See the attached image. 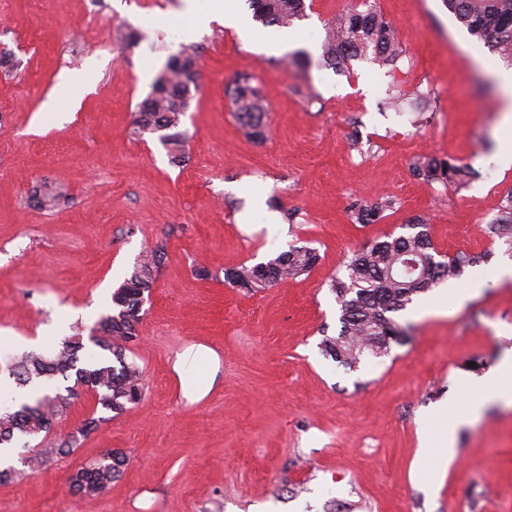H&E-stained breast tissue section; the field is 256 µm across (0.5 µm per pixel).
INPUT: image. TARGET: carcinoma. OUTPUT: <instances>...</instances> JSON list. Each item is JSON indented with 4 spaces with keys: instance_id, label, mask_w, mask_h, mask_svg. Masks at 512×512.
<instances>
[{
    "instance_id": "cac0c4a2",
    "label": "carcinoma",
    "mask_w": 512,
    "mask_h": 512,
    "mask_svg": "<svg viewBox=\"0 0 512 512\" xmlns=\"http://www.w3.org/2000/svg\"><path fill=\"white\" fill-rule=\"evenodd\" d=\"M253 19L265 25L288 27L303 16V0H249ZM448 11L470 35L489 51L512 65V0H444ZM403 49L394 29L372 9L350 11L328 28L323 57L331 67L349 68L351 61L371 57L380 66H396ZM198 90V64L195 52L184 49L172 56L156 77L151 94L138 104L136 125L140 134L160 133L159 140L168 149L171 161L184 158L186 133L178 130L193 92ZM235 116L245 133L253 139L265 135L264 117L267 104L253 77H239L231 89ZM413 171L428 180L444 184H462L471 174L464 163H451L424 157L414 163ZM33 198L42 208H54L67 200L58 188L35 190ZM394 202L363 204L350 207V219L358 224H371L383 217ZM507 211L492 224L490 233L500 238L512 235V195L507 198ZM415 233L387 236L370 249L356 252L346 264V273L331 280L329 288L340 306L336 334L322 329L319 348L322 354L350 370L359 367L367 355L380 357L391 343L404 344L409 327L402 326L394 314L406 309L413 298L439 283L459 278L465 268L484 262V256L458 253L446 260L438 259L427 224L416 218L411 225ZM165 255L160 243L143 255L130 277L113 293L111 313L102 317L89 337L78 332L64 340L51 357L27 353L6 364L9 377L19 387L61 376L74 377V384L91 390L100 416H90L70 432L56 448H18L25 455L21 464L34 470L50 454L68 455L78 447L101 422L104 414H120L143 396L140 368L126 359L129 345L138 341L137 327L141 319L145 294L150 292L155 273ZM318 261L312 248L292 247L266 263L241 266L224 271V282L247 292L272 286L310 271ZM94 349L86 350L85 342ZM72 387L53 395L45 394L16 407L0 409V448L14 443L15 435L49 434L58 417L71 404ZM126 465V456L115 450L74 470L67 478L71 492L93 500L102 495Z\"/></svg>"
}]
</instances>
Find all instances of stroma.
Wrapping results in <instances>:
<instances>
[{"label": "stroma", "instance_id": "35a3bbf8", "mask_svg": "<svg viewBox=\"0 0 512 512\" xmlns=\"http://www.w3.org/2000/svg\"><path fill=\"white\" fill-rule=\"evenodd\" d=\"M291 30L306 66L282 62L278 26L237 23L185 34V0H0V364L50 354L112 310V294L146 250L166 255L128 361L143 372L139 404L98 425L79 448L0 481V512H512V405L494 404L457 429L455 455L435 463L424 416L476 393L471 378L512 353V247L487 233L512 194L500 86L512 73L443 0H304ZM372 6L405 49L393 67L368 59L325 67L328 23ZM194 48L199 92L182 117V163L157 135L133 133L138 104L170 56ZM94 67L80 98L62 74ZM254 75L268 103L263 141L232 112L236 78ZM421 156L469 164L465 187L417 176ZM46 184L69 204L38 209ZM397 201L372 224L351 223L353 201ZM294 221H287V213ZM422 218L437 250L483 254L459 286L464 305L423 314L416 296L397 321L405 345L338 366L318 344L336 332L329 290L355 251L409 234ZM293 246L316 249L308 274L244 292L225 270L264 263ZM211 383L192 399L176 365L188 349ZM94 409L74 399L51 448ZM119 450L123 475L94 501L69 474Z\"/></svg>", "mask_w": 512, "mask_h": 512}]
</instances>
